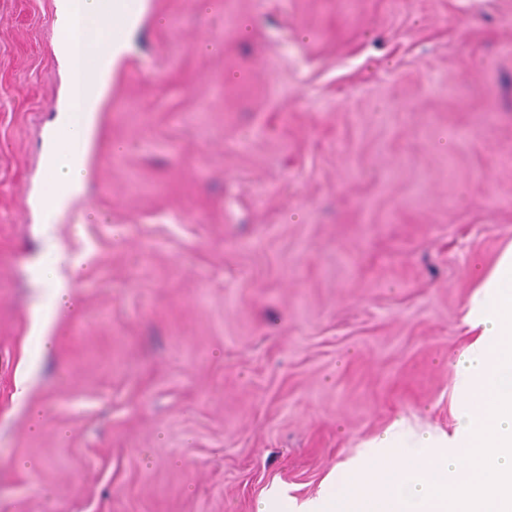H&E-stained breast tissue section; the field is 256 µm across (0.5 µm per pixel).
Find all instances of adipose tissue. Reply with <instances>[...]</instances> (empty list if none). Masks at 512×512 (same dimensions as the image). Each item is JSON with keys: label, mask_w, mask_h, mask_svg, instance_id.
<instances>
[{"label": "adipose tissue", "mask_w": 512, "mask_h": 512, "mask_svg": "<svg viewBox=\"0 0 512 512\" xmlns=\"http://www.w3.org/2000/svg\"><path fill=\"white\" fill-rule=\"evenodd\" d=\"M144 0H60L57 27L74 42L60 52L74 75L72 94L58 106L47 139L50 185L40 204L43 252L36 267L33 334L40 347L76 302L71 281L81 267L56 240L55 220L89 187L101 103L110 75L126 53ZM99 65L85 67L75 45ZM474 290L461 316L471 342L455 361L457 424L452 432L394 424L364 442L315 497L273 486L258 512H512V244L473 274Z\"/></svg>", "instance_id": "obj_1"}]
</instances>
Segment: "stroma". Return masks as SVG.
Masks as SVG:
<instances>
[{"instance_id": "35a3bbf8", "label": "stroma", "mask_w": 512, "mask_h": 512, "mask_svg": "<svg viewBox=\"0 0 512 512\" xmlns=\"http://www.w3.org/2000/svg\"><path fill=\"white\" fill-rule=\"evenodd\" d=\"M56 42L51 0H0V512H257L452 426L470 273L512 242V0H146L19 404Z\"/></svg>"}]
</instances>
